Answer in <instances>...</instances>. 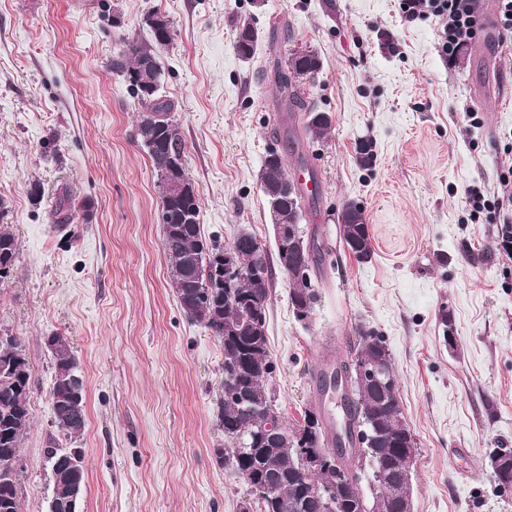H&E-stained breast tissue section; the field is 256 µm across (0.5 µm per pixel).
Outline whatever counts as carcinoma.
I'll use <instances>...</instances> for the list:
<instances>
[{"label":"carcinoma","mask_w":512,"mask_h":512,"mask_svg":"<svg viewBox=\"0 0 512 512\" xmlns=\"http://www.w3.org/2000/svg\"><path fill=\"white\" fill-rule=\"evenodd\" d=\"M145 24L149 28L151 39L121 38L118 54L112 58V71L128 83L133 94L138 97L141 114L136 124V139L146 149L152 169L163 166L169 155L175 157L177 168L175 176L191 181L184 166V140L179 123L172 115V103L159 94L163 84L164 70L160 62V50L172 41L171 29L158 32L153 25L152 15H147ZM237 54L249 61L254 57L259 40L258 31L247 20L236 22ZM321 68L318 55L308 52L306 60L297 64L286 61L285 67L276 71V87L284 96L290 109H302L303 100L293 91V81L311 79ZM304 125L306 136L312 140L324 138L332 125L327 113L313 109L306 112ZM288 176V165L284 157L270 161L260 170V189L266 197L273 223L299 224L304 202L303 190L297 194L288 193L282 187V179ZM194 209V219L188 224H178L175 219L183 203L169 196H162V207L169 221L162 223V249L170 264V284L184 312L194 322L215 333L224 348V359L233 356L237 360L234 375L224 374V399L219 408V427L224 432V463L228 466L239 465L251 473L256 482L264 481L272 473L278 479L275 496H257L255 512H318L314 501L307 498L310 487V474L299 463L296 452L295 430L282 427L285 437L273 443L267 455L257 454L248 460L237 457L239 437H248L259 419L250 418L244 411V405L237 402L233 388H244L252 399L262 405L271 401L268 391V379L273 364L268 351L267 336H262L261 346H255L256 336L253 323H266L267 300L270 295V262L255 237L247 232L237 235L226 248L208 242L203 238L199 215L200 201L195 196L187 201ZM349 220L339 224L340 238L349 252L361 262L371 258V237L365 224L361 209L355 204L346 206ZM56 223L69 224L73 216L72 198L63 193L54 212ZM315 238L303 241L300 249L301 264L307 267V277L289 280L290 297L306 298L310 306L317 302V291L312 277L317 274L314 252ZM232 250L252 260L259 255L267 271L266 279L260 283L250 279L242 281L234 288L224 287V252ZM19 254V244L8 225L0 224V279L12 273ZM210 289V302L199 307H186L189 296L202 286ZM359 337L354 356L336 363V368H345L366 357H377L393 365L391 353L381 337L374 330L364 326L356 329ZM55 356L54 379L49 391L52 402L56 430L71 440L79 437L85 425L71 422L72 407L76 404L85 407L82 384L77 375V362L64 336L58 337ZM6 360L12 368L5 374L0 373V512H20L19 473L4 468L5 459L20 454L23 436L30 426L28 397L31 392L29 363L20 337H14L9 355L0 353V362ZM346 412L349 423L357 417H369L377 421L384 437L372 444L373 451L384 459L395 456L404 443L411 437L405 421L400 400L386 399L361 382H355L352 395L346 398ZM325 436L326 443L340 449V468L336 471L337 512H366L363 505L351 494L348 482L343 480V472L351 470L350 459L356 457V437L352 428L338 434L334 423H325L317 419ZM85 481V469L78 467L68 471V477L58 486L59 507L55 512H69L64 507L68 500L73 482Z\"/></svg>","instance_id":"cac0c4a2"}]
</instances>
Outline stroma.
Returning <instances> with one entry per match:
<instances>
[{
	"label": "stroma",
	"instance_id": "obj_1",
	"mask_svg": "<svg viewBox=\"0 0 512 512\" xmlns=\"http://www.w3.org/2000/svg\"><path fill=\"white\" fill-rule=\"evenodd\" d=\"M168 19L163 92L201 199V233L225 246L240 231L275 252L258 180L270 149L306 157L322 185L302 224L321 247L319 301L295 318L288 279L272 270L269 388L286 426L309 408L340 412L318 371L346 359L365 325L392 354L417 442L412 512H512L489 453L512 448V259L493 251L497 219L471 220L466 189L512 195V35L488 33L455 60L437 19L406 21L399 0H0V220L20 246L0 281V328L22 337L34 382L23 437L21 512H44V454L54 378L47 337L69 341L86 392L82 512H236L247 485L225 468L218 427L220 341L191 321L170 285L161 206L134 137L137 97L110 63L120 36L148 38ZM239 19L258 30L254 58L235 51ZM296 48L322 66L301 92L332 126L319 141L285 110L274 83ZM482 108H474L473 94ZM477 109L481 123L463 121ZM373 153L361 166L357 152ZM71 223L52 212L62 190ZM359 206L373 254L347 251L338 216Z\"/></svg>",
	"mask_w": 512,
	"mask_h": 512
}]
</instances>
